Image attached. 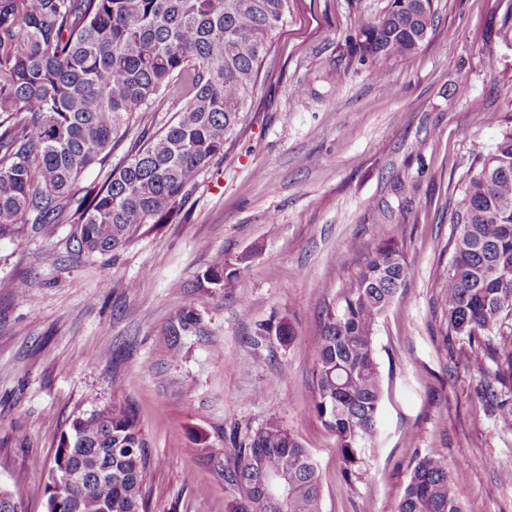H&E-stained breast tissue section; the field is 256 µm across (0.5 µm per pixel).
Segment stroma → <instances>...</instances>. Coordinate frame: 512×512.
Segmentation results:
<instances>
[{"label":"stroma","mask_w":512,"mask_h":512,"mask_svg":"<svg viewBox=\"0 0 512 512\" xmlns=\"http://www.w3.org/2000/svg\"><path fill=\"white\" fill-rule=\"evenodd\" d=\"M436 0L437 28L386 84L352 62L349 38L388 0H291L264 62L249 125L204 171L185 224H147L118 251L75 255L72 225L0 234V488L45 512L54 450L89 402L130 400L149 448L147 512H225L223 481L201 441L227 448L276 417L312 453L322 512H396L417 457L463 466L465 512H512V430L480 408L459 342L438 334L436 281L451 254L452 213L475 151L512 126V41L487 53L492 2ZM305 94H296L297 86ZM481 100L501 122L471 112ZM395 239L406 286L374 346L385 390L361 478L347 477L336 436L310 412L318 321L361 253ZM252 252L223 287L216 256ZM27 280L29 297L13 285ZM250 316L239 311L240 296ZM196 334L172 355L181 312ZM290 323L292 342L262 335ZM199 318L193 311H184L179 314L177 319L173 321L167 329V335L172 336V347L177 348V340L179 336H187L196 331Z\"/></svg>","instance_id":"35a3bbf8"}]
</instances>
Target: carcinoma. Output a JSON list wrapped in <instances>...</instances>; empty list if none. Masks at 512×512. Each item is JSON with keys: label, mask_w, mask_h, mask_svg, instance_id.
Here are the masks:
<instances>
[{"label": "carcinoma", "mask_w": 512, "mask_h": 512, "mask_svg": "<svg viewBox=\"0 0 512 512\" xmlns=\"http://www.w3.org/2000/svg\"><path fill=\"white\" fill-rule=\"evenodd\" d=\"M290 0H0V231L11 224L77 225L78 254L116 251L145 224L181 216L204 170L246 121L274 33ZM435 0H389L351 42V58L380 85L384 64L412 56L433 31ZM187 87L176 118L134 144L101 185L74 199L79 178L104 166L138 114L169 87ZM452 258L437 283L443 340L459 339V359L476 376L482 410L512 428V127L473 157L452 216ZM217 257L206 281L220 286L246 264ZM403 249L385 240L326 308L315 345L311 412L336 435L347 473L361 475L384 393L374 348L381 316L405 286ZM192 311L167 329L196 331ZM222 453L202 458L224 481L227 512H321L317 464L299 437L267 418ZM80 479L62 512H147V441L128 403H92L59 438ZM462 467L419 458L397 512H464Z\"/></svg>", "instance_id": "obj_1"}]
</instances>
